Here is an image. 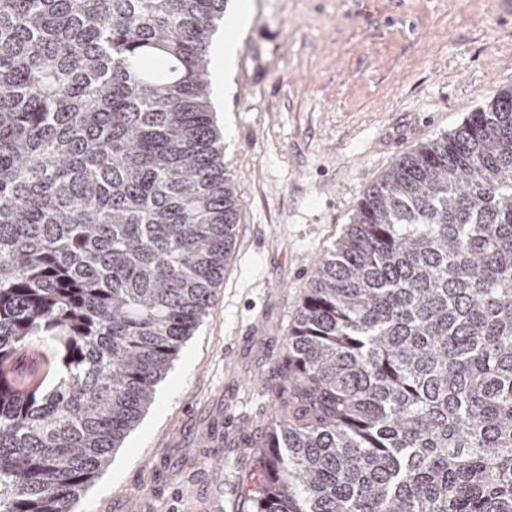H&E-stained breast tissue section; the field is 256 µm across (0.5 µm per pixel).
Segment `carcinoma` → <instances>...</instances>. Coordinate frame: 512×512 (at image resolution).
Segmentation results:
<instances>
[{
  "label": "carcinoma",
  "mask_w": 512,
  "mask_h": 512,
  "mask_svg": "<svg viewBox=\"0 0 512 512\" xmlns=\"http://www.w3.org/2000/svg\"><path fill=\"white\" fill-rule=\"evenodd\" d=\"M224 2L0 0V512H73L224 278ZM276 367L254 512H512V88L368 187Z\"/></svg>",
  "instance_id": "1"
}]
</instances>
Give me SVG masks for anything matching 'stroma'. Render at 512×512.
Masks as SVG:
<instances>
[{
	"instance_id": "obj_1",
	"label": "stroma",
	"mask_w": 512,
	"mask_h": 512,
	"mask_svg": "<svg viewBox=\"0 0 512 512\" xmlns=\"http://www.w3.org/2000/svg\"><path fill=\"white\" fill-rule=\"evenodd\" d=\"M508 87L512 0H253L215 115L241 203L233 258L75 512H202L217 489L254 512L260 465L226 451V420L269 418L260 385L318 260L373 181Z\"/></svg>"
}]
</instances>
